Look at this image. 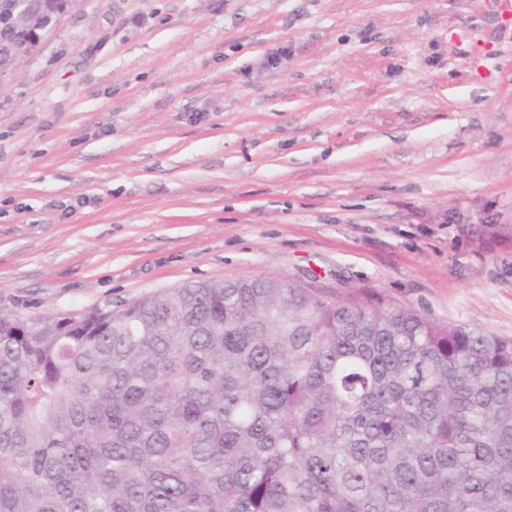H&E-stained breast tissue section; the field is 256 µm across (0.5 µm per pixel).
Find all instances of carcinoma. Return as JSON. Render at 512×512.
<instances>
[{"mask_svg": "<svg viewBox=\"0 0 512 512\" xmlns=\"http://www.w3.org/2000/svg\"><path fill=\"white\" fill-rule=\"evenodd\" d=\"M0 512H512V339L273 277L0 313Z\"/></svg>", "mask_w": 512, "mask_h": 512, "instance_id": "carcinoma-1", "label": "carcinoma"}]
</instances>
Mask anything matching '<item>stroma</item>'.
Instances as JSON below:
<instances>
[{"label":"stroma","instance_id":"obj_1","mask_svg":"<svg viewBox=\"0 0 512 512\" xmlns=\"http://www.w3.org/2000/svg\"><path fill=\"white\" fill-rule=\"evenodd\" d=\"M258 276L512 338V4L72 0L0 91V311Z\"/></svg>","mask_w":512,"mask_h":512}]
</instances>
